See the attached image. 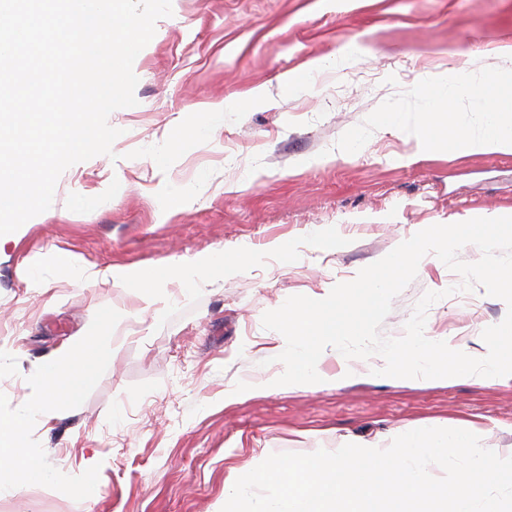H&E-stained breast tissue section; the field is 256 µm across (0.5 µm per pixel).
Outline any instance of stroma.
Wrapping results in <instances>:
<instances>
[{"instance_id":"stroma-1","label":"stroma","mask_w":512,"mask_h":512,"mask_svg":"<svg viewBox=\"0 0 512 512\" xmlns=\"http://www.w3.org/2000/svg\"><path fill=\"white\" fill-rule=\"evenodd\" d=\"M510 40L512 0H172L133 63L136 105L108 118L122 131L112 155L66 169L52 214L0 236V393L12 407L98 309L121 315L86 400L33 430L62 473L99 466L95 491L77 501L18 486L0 491V512H221L225 479L263 452L332 451L423 424L468 425L511 456L512 379H361L224 400L237 381L282 374L266 358L283 336L262 316L288 297L325 298L431 225L512 214V154L419 155L387 127L356 153L336 147L383 101L490 64ZM347 50L344 67L317 68ZM216 250L223 268L169 283L155 311L138 289L77 284L56 266L74 256L161 272ZM36 252L53 277L42 294L17 276ZM460 282L426 254L382 336L403 335L425 292ZM506 311L477 284L434 303L425 334L477 350Z\"/></svg>"}]
</instances>
